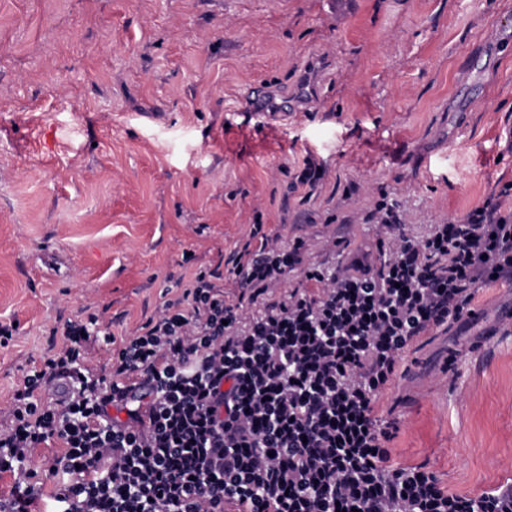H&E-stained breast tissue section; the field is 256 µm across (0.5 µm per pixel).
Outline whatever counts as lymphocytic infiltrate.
<instances>
[{
    "instance_id": "1",
    "label": "lymphocytic infiltrate",
    "mask_w": 512,
    "mask_h": 512,
    "mask_svg": "<svg viewBox=\"0 0 512 512\" xmlns=\"http://www.w3.org/2000/svg\"><path fill=\"white\" fill-rule=\"evenodd\" d=\"M365 221L375 250L285 294L268 290L302 264L305 243L256 224L226 271L195 272L125 337L95 315L66 322L0 407V478L13 480L0 512H34L45 496L46 512H339L347 499L305 497L307 479L335 487V470L289 471L307 448L340 456L367 512L405 507L417 482L422 512H443L433 475L384 480L390 433L372 401L414 341L471 313L479 288L512 283V210L493 194L421 238L384 202ZM99 340L113 347L106 376L89 364Z\"/></svg>"
}]
</instances>
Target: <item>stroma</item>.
Wrapping results in <instances>:
<instances>
[{
	"instance_id": "1",
	"label": "stroma",
	"mask_w": 512,
	"mask_h": 512,
	"mask_svg": "<svg viewBox=\"0 0 512 512\" xmlns=\"http://www.w3.org/2000/svg\"><path fill=\"white\" fill-rule=\"evenodd\" d=\"M462 64L481 100L452 120ZM509 184L512 0H0V403L53 328L134 331L252 224L339 265L379 201L421 235ZM475 305L373 403L391 466L467 497L512 489V285Z\"/></svg>"
}]
</instances>
